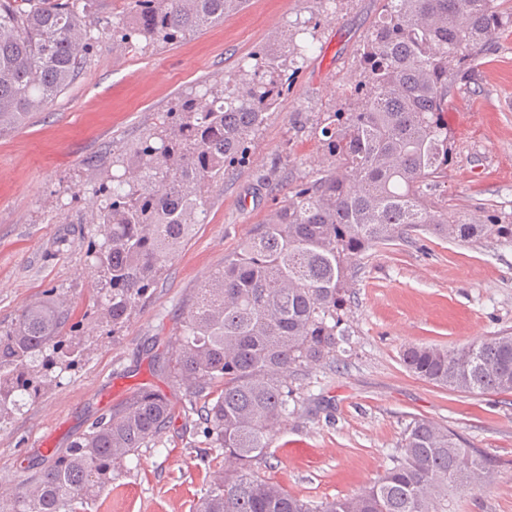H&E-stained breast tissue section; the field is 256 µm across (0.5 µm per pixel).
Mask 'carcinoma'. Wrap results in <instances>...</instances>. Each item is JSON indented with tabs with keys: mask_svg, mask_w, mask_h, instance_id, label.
Returning a JSON list of instances; mask_svg holds the SVG:
<instances>
[{
	"mask_svg": "<svg viewBox=\"0 0 512 512\" xmlns=\"http://www.w3.org/2000/svg\"><path fill=\"white\" fill-rule=\"evenodd\" d=\"M248 0H128L133 20L112 22V40L170 41L245 8ZM91 0H0V137L47 110L86 65ZM512 29L497 0H382L360 46L361 79L347 112L315 116L325 162L288 191L238 252L199 289L180 320L173 373L197 407L210 450L224 457L196 512H448V495L469 493L497 461L446 427L413 418L400 448L357 494L313 504L260 476L269 433L288 415L289 380L331 362L345 342L340 311L367 252L419 232L463 243L512 245V214L481 224L437 198L453 153L448 97L477 76L495 35ZM304 55L264 58L201 104L141 142L96 216L104 240L94 268L102 309L122 327L166 264L201 222L207 194L226 165L243 159L278 105L283 76ZM72 312L48 298L0 330V418L34 403L76 364L65 343ZM405 367L435 386L467 394H512V332L459 348L410 346ZM174 408L140 389L102 411L62 454L18 484L6 512H80L124 460L160 436Z\"/></svg>",
	"mask_w": 512,
	"mask_h": 512,
	"instance_id": "cac0c4a2",
	"label": "carcinoma"
}]
</instances>
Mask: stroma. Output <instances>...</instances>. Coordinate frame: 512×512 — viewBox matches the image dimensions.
Returning <instances> with one entry per match:
<instances>
[{"instance_id":"stroma-1","label":"stroma","mask_w":512,"mask_h":512,"mask_svg":"<svg viewBox=\"0 0 512 512\" xmlns=\"http://www.w3.org/2000/svg\"><path fill=\"white\" fill-rule=\"evenodd\" d=\"M381 0H248L224 21L173 43L126 49L99 42L81 74L44 112L0 138V330L32 302L74 309L82 348L75 368L39 399L0 419V502L64 451L103 407L138 389L165 396L175 414L160 442L127 458L86 512H195L220 465L189 397L171 371L169 338L208 278L257 224L324 161L306 116L348 110L358 49ZM296 32L309 50L256 134L246 163L226 168L196 233L120 329L107 324L91 248L94 218L119 159L176 112L185 97L237 73L255 52L279 56L272 31ZM455 150L437 193L478 221L512 214V32L496 35L470 88L448 99ZM348 352L298 376L297 402L271 433L261 476L312 502L357 493L389 465L406 424L424 417L502 461L453 512H512V395H469L418 379L400 355L411 344L457 348L512 329V246L423 236L420 245L370 251L341 311Z\"/></svg>"}]
</instances>
